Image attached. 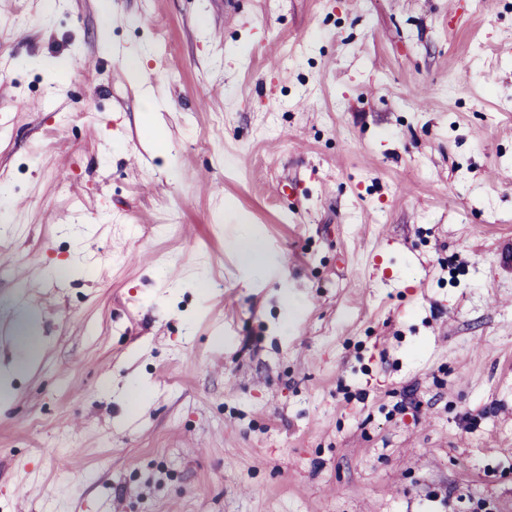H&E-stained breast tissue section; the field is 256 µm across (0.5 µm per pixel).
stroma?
<instances>
[{
	"label": "stroma",
	"mask_w": 512,
	"mask_h": 512,
	"mask_svg": "<svg viewBox=\"0 0 512 512\" xmlns=\"http://www.w3.org/2000/svg\"><path fill=\"white\" fill-rule=\"evenodd\" d=\"M42 2L0 0V512H512V0ZM237 241L242 243V246L236 248L241 265L250 269L258 267L263 251L262 240L256 236H249L239 238ZM26 316L27 315L25 313H20L17 316V320H16L17 331L14 336V342L17 347V350L21 351L23 353V356L15 362L14 367H13L15 370H19V368L22 365L26 364L27 358L31 354H33L32 349L35 345L34 337L28 335V333L24 330L26 323H27V320L25 319Z\"/></svg>",
	"instance_id": "stroma-1"
}]
</instances>
